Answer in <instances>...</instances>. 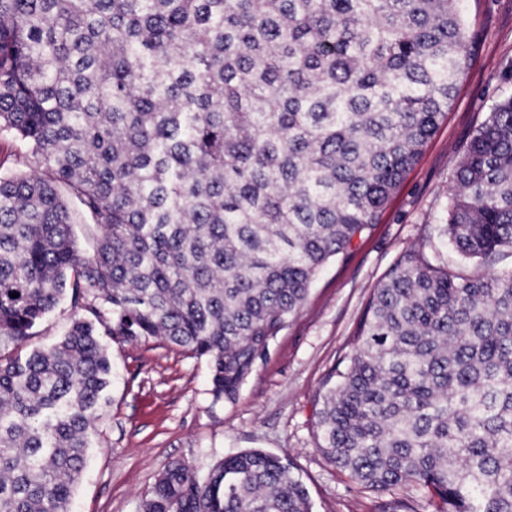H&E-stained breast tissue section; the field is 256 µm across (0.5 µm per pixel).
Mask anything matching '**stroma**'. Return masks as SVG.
<instances>
[{
	"label": "stroma",
	"instance_id": "35a3bbf8",
	"mask_svg": "<svg viewBox=\"0 0 512 512\" xmlns=\"http://www.w3.org/2000/svg\"><path fill=\"white\" fill-rule=\"evenodd\" d=\"M463 7L472 61L447 117L379 223L319 274L234 401H213L205 359L156 338L104 337L112 382L72 512H143L172 462L203 475L248 449L289 457L313 512H434L423 493L374 491L328 462L318 450L315 401L357 347L366 306L389 270L414 248L438 244L452 165L492 105L512 95V0H464Z\"/></svg>",
	"mask_w": 512,
	"mask_h": 512
}]
</instances>
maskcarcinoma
Here are the masks:
<instances>
[{"label":"carcinoma","instance_id":"cac0c4a2","mask_svg":"<svg viewBox=\"0 0 512 512\" xmlns=\"http://www.w3.org/2000/svg\"><path fill=\"white\" fill-rule=\"evenodd\" d=\"M470 61L460 0H0V133L26 146L0 172V512H70L112 381L100 326L206 358L234 400ZM439 234L465 259L512 250V96L458 157ZM66 295L65 336L18 358ZM343 363L317 412L330 463L435 512H512L511 273L409 252ZM144 512L311 506L289 459L252 449L170 464ZM74 217H75V225H74V231L78 238V246L79 249L84 256H90L93 252V240L91 232L88 228V226L84 224H90L92 221L90 218L82 215L76 204H72ZM445 260L448 265L456 271L462 272L467 275H474L483 272L488 267L478 260H465L459 256L449 245L448 248L442 249Z\"/></svg>","mask_w":512,"mask_h":512}]
</instances>
